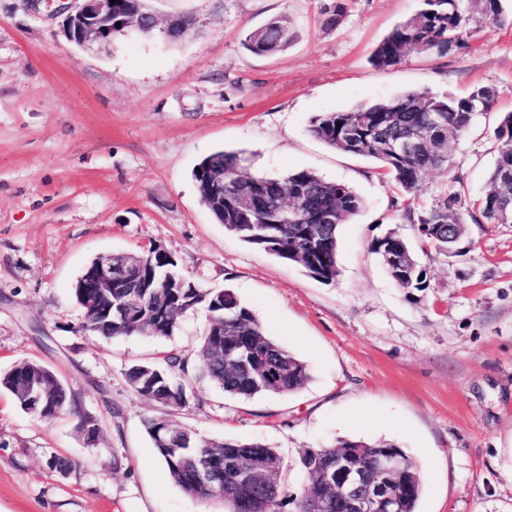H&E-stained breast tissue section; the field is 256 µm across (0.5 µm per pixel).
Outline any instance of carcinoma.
<instances>
[{
  "label": "carcinoma",
  "instance_id": "carcinoma-1",
  "mask_svg": "<svg viewBox=\"0 0 512 512\" xmlns=\"http://www.w3.org/2000/svg\"><path fill=\"white\" fill-rule=\"evenodd\" d=\"M481 2L482 13L490 24L512 25V11L504 9V0ZM463 3L464 0H423L422 9L397 25L377 46L372 65L386 69L398 65L411 51L443 53L453 45L467 47L478 40L482 29L473 24ZM114 13L138 19L133 30L141 34L150 35L157 27L146 0H115ZM344 14V0H334L324 7L323 24L333 28ZM290 43L288 21L283 18L269 20L251 30L245 39L246 48L257 55L283 51ZM493 100L494 91L489 87L476 88L462 98L409 92L387 102L321 113L310 120L309 131L332 149L380 165L402 198L404 215L415 224L421 240L438 254L458 255L469 225L503 224L506 218H512V113L504 115L497 127V155L474 210L458 208L457 192L440 193L429 205L419 204L418 192L428 172L448 170V142L465 133L476 113L489 111ZM436 113L441 116L439 125L430 122ZM407 138L421 143L418 153L398 158L386 152L388 144ZM194 178L215 221L242 242L300 266L320 282L331 283L339 276L338 227L363 207L362 199L350 186L305 169L282 178L253 174L238 154L224 151L202 159ZM243 200L252 209H241ZM372 250L388 271L395 272L393 281L398 287H429L426 270L400 235L388 232L374 239ZM143 258L144 275L138 287L112 289L114 304L132 294L137 296L122 320L98 319L86 307L85 289L76 284L75 297L83 311L86 331L106 339L142 334L168 338L188 311L203 305L210 318L197 349L196 365L224 393L243 399L289 395L307 383V365L266 334L232 289L200 287L179 273L176 259L167 253L152 249ZM187 372L188 359L170 352L160 364L133 366L127 376L138 394L182 408L188 404V395L179 376ZM50 375L51 370L43 364L25 360L0 375V391L9 392L22 411L41 421L50 422L69 411L78 415L80 424L100 427L98 419L85 412L79 398L62 384L57 386L53 406L47 410L29 407L16 396L19 384ZM144 427L174 482L190 496L222 502L228 512H243L239 506L243 492L227 489L229 462L247 455L282 461L276 449L259 442L208 439L183 427L168 432L153 417L144 420ZM338 448L364 467L382 456L402 459L404 471L393 481L399 512H417L423 477L414 461L392 445L352 439L341 440L336 447L306 448L301 452L305 480L293 500L295 512H303L305 496L317 486L322 470L331 463ZM205 463L211 464L212 489L204 495L192 474Z\"/></svg>",
  "mask_w": 512,
  "mask_h": 512
}]
</instances>
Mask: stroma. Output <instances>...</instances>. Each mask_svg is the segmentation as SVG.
<instances>
[{"instance_id":"35a3bbf8","label":"stroma","mask_w":512,"mask_h":512,"mask_svg":"<svg viewBox=\"0 0 512 512\" xmlns=\"http://www.w3.org/2000/svg\"><path fill=\"white\" fill-rule=\"evenodd\" d=\"M151 0L159 22L194 18L176 42L132 31L101 50L67 40L79 0H0V374L40 362L102 427L86 445L78 418L50 422L0 392V512H222L184 493L143 427L156 417L210 439L260 442L283 461L280 512H294L301 452L341 439L400 448L423 475L418 512H512V224H473L461 255L430 250L371 160L335 151L310 119L407 92L462 97L488 86L490 111L448 146L447 171L421 189L480 193L512 113V29L487 26L479 46L414 52L379 70L370 57L422 0ZM288 18V49L257 55L247 33ZM238 152L251 172L309 169L348 184L362 210L339 225L330 283L241 242L202 203L196 165ZM412 246L428 287L395 285L374 238ZM158 248L206 288L231 287L310 379L287 396L224 394L197 367L185 407L135 393L137 364L173 351L194 358L209 322L186 313L173 336L106 339L83 328L74 287L94 258ZM68 470L50 469L52 459Z\"/></svg>"}]
</instances>
